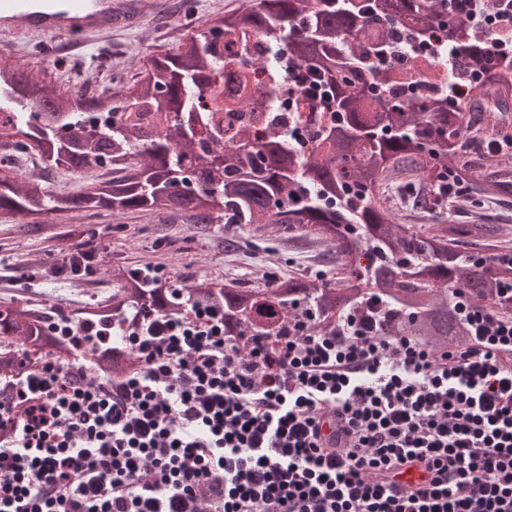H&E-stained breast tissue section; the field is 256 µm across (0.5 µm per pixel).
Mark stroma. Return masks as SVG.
I'll return each mask as SVG.
<instances>
[{"mask_svg":"<svg viewBox=\"0 0 512 512\" xmlns=\"http://www.w3.org/2000/svg\"><path fill=\"white\" fill-rule=\"evenodd\" d=\"M155 13L133 27L99 36L96 44L70 50L64 37L33 41L21 36L8 50L20 62L36 61L33 78L67 89L99 95L112 86L137 80L151 57L175 52L211 18L236 10L242 0H155ZM499 225L501 247L512 246V197L485 201L467 211H453L452 221L478 218ZM44 231H21L19 218L0 214V311L28 308L35 296L63 297L70 306L91 303L87 287L111 293V270L146 267L186 285L235 280L248 288L266 283V273L315 281L329 272L326 246L312 244L296 231L258 224H194L162 211L116 214L99 208L65 222L43 216ZM93 244L91 276H54L67 250Z\"/></svg>","mask_w":512,"mask_h":512,"instance_id":"stroma-1","label":"stroma"}]
</instances>
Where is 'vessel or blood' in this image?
<instances>
[{
	"label": "vessel or blood",
	"instance_id": "obj_1",
	"mask_svg": "<svg viewBox=\"0 0 512 512\" xmlns=\"http://www.w3.org/2000/svg\"><path fill=\"white\" fill-rule=\"evenodd\" d=\"M152 0H0V40L18 36L84 37L137 23Z\"/></svg>",
	"mask_w": 512,
	"mask_h": 512
}]
</instances>
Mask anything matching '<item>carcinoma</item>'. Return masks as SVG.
I'll list each match as a JSON object with an SVG mask.
<instances>
[{
	"mask_svg": "<svg viewBox=\"0 0 512 512\" xmlns=\"http://www.w3.org/2000/svg\"><path fill=\"white\" fill-rule=\"evenodd\" d=\"M381 28L383 38L364 55L347 42ZM266 31L280 37L297 73H313L333 106L308 115L315 150L301 153L288 134L267 131L240 137L224 126V111L243 112L261 57L238 72L234 93L209 91L224 64L214 48L225 34ZM399 31L429 39L432 32L457 47L456 81L477 92L448 99L414 96L378 80L376 61ZM488 36H474L448 0H246L237 10L210 19L173 54L151 58L152 77L117 86L106 97L61 94L13 63L0 69V139L33 149L46 169L76 173L87 183L76 193L50 190L40 179L0 177V212L23 218L43 213L62 220L77 212L109 208L184 214L194 224H277L301 231L336 249L339 278L307 283L295 278L272 288H241L229 281L189 288L164 280L153 288L132 272H115L120 286L106 303L80 310L79 319L115 323L140 314L162 316L195 300L224 310V332L271 336L306 314L330 330L342 314L369 299L378 302L381 324L397 335L418 336L435 350L465 343L467 330L450 295L457 287L478 307L512 313V261L489 262L461 254L466 243L498 248L493 224L433 225L422 232L398 221L384 188L406 177L409 201L428 211L440 207L438 179L464 182L469 203L512 196V166L498 162L476 171L462 158L471 132L468 113L509 112L512 64L497 66L486 53ZM374 100L371 109L364 98ZM157 123L141 125L140 113ZM190 174L191 187L170 193L174 174ZM0 336L26 350L0 358V373L31 363L27 350L52 345L70 352L68 340L38 324L24 309L0 311ZM132 351H118L104 366L124 372Z\"/></svg>",
	"mask_w": 512,
	"mask_h": 512,
	"instance_id": "cac0c4a2",
	"label": "carcinoma"
}]
</instances>
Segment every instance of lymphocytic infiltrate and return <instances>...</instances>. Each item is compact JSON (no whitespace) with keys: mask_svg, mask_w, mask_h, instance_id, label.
<instances>
[{"mask_svg":"<svg viewBox=\"0 0 512 512\" xmlns=\"http://www.w3.org/2000/svg\"><path fill=\"white\" fill-rule=\"evenodd\" d=\"M212 312L133 321L118 379L110 326L58 314L69 359L0 375V512H512V318L464 309L435 351L358 309L240 337Z\"/></svg>","mask_w":512,"mask_h":512,"instance_id":"lymphocytic-infiltrate-1","label":"lymphocytic infiltrate"}]
</instances>
